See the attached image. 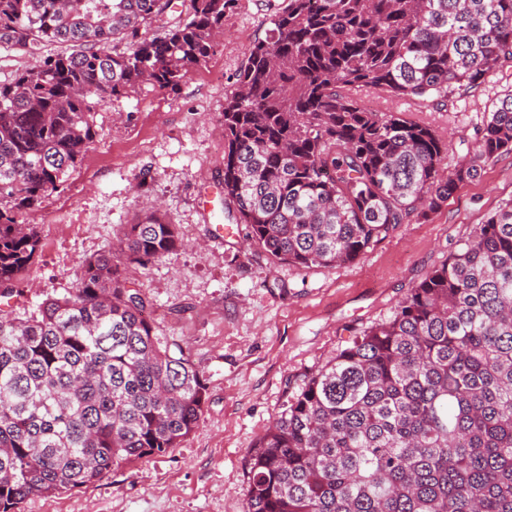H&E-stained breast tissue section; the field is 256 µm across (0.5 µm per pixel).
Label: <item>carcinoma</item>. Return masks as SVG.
Instances as JSON below:
<instances>
[{
    "label": "carcinoma",
    "mask_w": 512,
    "mask_h": 512,
    "mask_svg": "<svg viewBox=\"0 0 512 512\" xmlns=\"http://www.w3.org/2000/svg\"><path fill=\"white\" fill-rule=\"evenodd\" d=\"M233 0H0V45L39 56L0 84V297L39 239L18 214L83 160L94 113L151 82L175 91L213 50ZM129 49L118 52L115 40ZM69 50L43 54L46 47ZM512 64V0H287L224 99V205L271 258H360L426 218L480 163L512 152V92L443 174L445 146L384 91L445 110ZM182 246L154 211L119 249L146 265ZM207 401L199 369L155 333L111 252L33 315L0 309V512L177 448ZM247 512H512V202L355 336L253 448Z\"/></svg>",
    "instance_id": "cac0c4a2"
}]
</instances>
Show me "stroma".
I'll list each match as a JSON object with an SVG mask.
<instances>
[{"mask_svg":"<svg viewBox=\"0 0 512 512\" xmlns=\"http://www.w3.org/2000/svg\"><path fill=\"white\" fill-rule=\"evenodd\" d=\"M285 5L235 0L219 42L177 91L144 83L102 103L82 163L39 207L21 214L40 248L21 297H0V307L12 304L26 316L73 288L84 260L113 250L125 224L163 207L182 247L144 267L123 255L118 262L151 303L157 335L182 345L200 370L207 401L180 447L112 469L94 484L26 499L16 512H246L249 451L288 402L355 333L391 317L410 288L512 201L509 153L485 163L480 177L436 213L401 225L354 262L299 269L251 245L245 225L224 216V99L253 43ZM511 91L507 65L456 96L447 112L381 92L364 101L431 126L448 146L443 166L451 170ZM48 214L61 232L43 227Z\"/></svg>","mask_w":512,"mask_h":512,"instance_id":"1","label":"stroma"}]
</instances>
